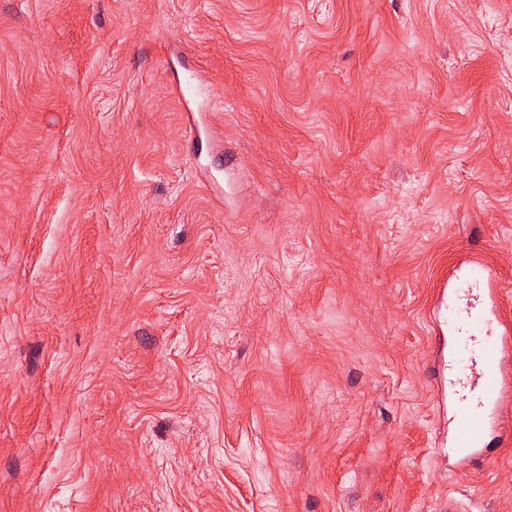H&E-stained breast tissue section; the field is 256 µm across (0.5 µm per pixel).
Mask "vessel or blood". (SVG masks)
I'll return each mask as SVG.
<instances>
[{
  "label": "vessel or blood",
  "mask_w": 512,
  "mask_h": 512,
  "mask_svg": "<svg viewBox=\"0 0 512 512\" xmlns=\"http://www.w3.org/2000/svg\"><path fill=\"white\" fill-rule=\"evenodd\" d=\"M448 353L455 362L450 443L454 465L486 461V443L512 393V323L501 312L498 283L480 255L449 274Z\"/></svg>",
  "instance_id": "vessel-or-blood-1"
}]
</instances>
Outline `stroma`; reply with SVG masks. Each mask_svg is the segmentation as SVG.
Here are the masks:
<instances>
[{
  "label": "stroma",
  "mask_w": 512,
  "mask_h": 512,
  "mask_svg": "<svg viewBox=\"0 0 512 512\" xmlns=\"http://www.w3.org/2000/svg\"><path fill=\"white\" fill-rule=\"evenodd\" d=\"M470 253L512 313V0H0V512H512ZM448 355L456 363L448 386L455 468L490 462L487 439L512 392V323L501 312L498 283L477 254L448 276Z\"/></svg>",
  "instance_id": "1"
}]
</instances>
